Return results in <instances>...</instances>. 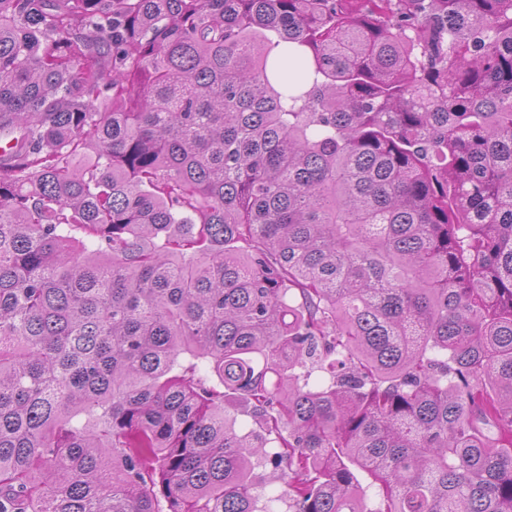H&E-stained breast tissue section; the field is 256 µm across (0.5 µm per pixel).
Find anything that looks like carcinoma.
<instances>
[{
    "label": "carcinoma",
    "mask_w": 512,
    "mask_h": 512,
    "mask_svg": "<svg viewBox=\"0 0 512 512\" xmlns=\"http://www.w3.org/2000/svg\"><path fill=\"white\" fill-rule=\"evenodd\" d=\"M2 135L0 512H512V0H0Z\"/></svg>",
    "instance_id": "1"
}]
</instances>
